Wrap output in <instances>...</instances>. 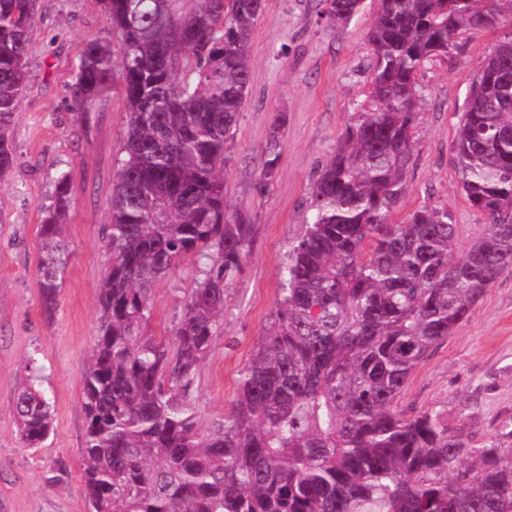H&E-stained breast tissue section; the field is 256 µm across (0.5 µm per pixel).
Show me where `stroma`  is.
I'll list each match as a JSON object with an SVG mask.
<instances>
[{
	"mask_svg": "<svg viewBox=\"0 0 512 512\" xmlns=\"http://www.w3.org/2000/svg\"><path fill=\"white\" fill-rule=\"evenodd\" d=\"M318 9V0H267L255 29L251 87L226 146L225 181L231 208L251 215L253 231L243 270L225 292L224 328L193 392L208 421L222 418L234 397L239 373L276 308L289 249L311 219L313 183L368 89L370 12L335 28L319 22ZM109 29L91 0H39L29 81L15 124L18 162L0 181V512H92L83 480L81 374L95 336L107 264L102 229L123 156L126 114L116 91L80 116L69 86L82 44ZM510 34L512 17L497 30L464 34L456 49L430 60L419 76L426 104L415 128L403 210L448 207L463 248L482 233L484 217L461 194L455 129L478 67ZM277 112L287 116L279 133L281 160L259 195L254 184ZM61 172L69 175L74 202L65 237L70 262L58 309L48 317L37 286V228ZM195 274L189 259L158 282L155 332L170 328L179 315ZM33 364L52 404L54 431L41 447L26 448L17 433L15 398ZM399 406L435 412L477 443L512 418V270L416 368Z\"/></svg>",
	"mask_w": 512,
	"mask_h": 512,
	"instance_id": "stroma-1",
	"label": "stroma"
}]
</instances>
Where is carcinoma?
<instances>
[{
  "mask_svg": "<svg viewBox=\"0 0 512 512\" xmlns=\"http://www.w3.org/2000/svg\"><path fill=\"white\" fill-rule=\"evenodd\" d=\"M38 0H0V180L17 164L16 116ZM111 35L85 41L70 87L86 112L120 74L124 158L112 179L109 268L82 375L84 483L93 512H512V420L474 444L399 400L418 365L512 269V34L491 46L454 137L461 192L486 230L458 253L446 206L395 219L421 120L418 75L512 0H374L370 87L312 188L311 222L291 246L276 310L224 417L203 424L192 391L224 327V291L249 254L251 224L230 211L224 172L252 75L266 0H92ZM347 27L365 0H319ZM273 116L255 191L280 161ZM73 210L57 176L39 224L37 284L52 316ZM188 256L197 277L169 330L151 328L153 290ZM23 445L53 430L27 380Z\"/></svg>",
  "mask_w": 512,
  "mask_h": 512,
  "instance_id": "carcinoma-1",
  "label": "carcinoma"
}]
</instances>
